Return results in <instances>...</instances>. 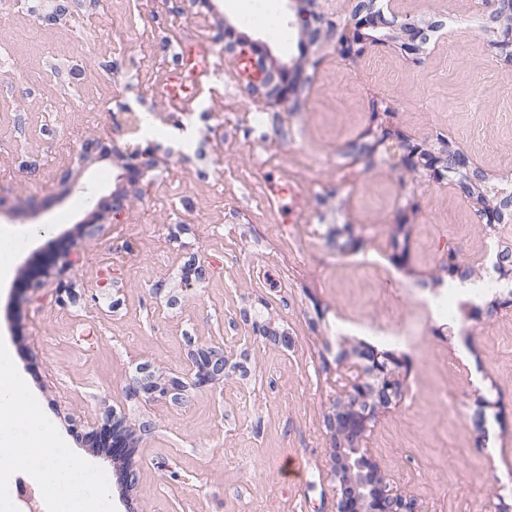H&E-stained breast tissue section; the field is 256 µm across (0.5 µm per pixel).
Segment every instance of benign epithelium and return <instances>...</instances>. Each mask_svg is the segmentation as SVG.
I'll list each match as a JSON object with an SVG mask.
<instances>
[{"label":"benign epithelium","mask_w":512,"mask_h":512,"mask_svg":"<svg viewBox=\"0 0 512 512\" xmlns=\"http://www.w3.org/2000/svg\"><path fill=\"white\" fill-rule=\"evenodd\" d=\"M382 12L374 11V2L360 6L355 14L357 33L338 40L341 54L346 58L362 56L371 38L363 33L365 27H379ZM491 46L498 50V56L512 65V27L506 26L491 41ZM252 91L263 93L266 104L278 107L288 100L290 88L286 84L272 85V79L266 75L250 84ZM376 117L380 119L379 128L383 142L391 131V118L395 107L386 103L374 106ZM126 174L135 182L157 168L159 160L151 147L135 148L127 154ZM403 162L409 166L422 163L433 167L437 161L430 156H422L420 150L413 146L407 148ZM475 215L484 224L494 227L506 223L512 216V193L501 197L497 203L476 200L473 205ZM368 364L364 373L373 378V382H358L351 386L346 397L336 401V414L327 420V427L333 437L332 477L336 481V512H415L414 503L407 500L393 486L388 475L379 463L362 447L364 435L369 423L374 418L377 406L385 407L395 398L401 396L403 379L398 372L399 362L390 353L369 350L364 353ZM224 372V352L201 350L192 358L191 367L184 376H175L163 386L151 388V392L161 399L177 400L184 380H190L201 388Z\"/></svg>","instance_id":"benign-epithelium-1"}]
</instances>
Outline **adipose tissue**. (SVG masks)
Here are the masks:
<instances>
[{
  "label": "adipose tissue",
  "mask_w": 512,
  "mask_h": 512,
  "mask_svg": "<svg viewBox=\"0 0 512 512\" xmlns=\"http://www.w3.org/2000/svg\"><path fill=\"white\" fill-rule=\"evenodd\" d=\"M29 406L10 352L0 346V443L14 448L16 465L28 470L49 495L57 498L69 488H76L66 512H109L105 484L90 469L70 468L69 448L45 421L29 413Z\"/></svg>",
  "instance_id": "ef3b65f1"
}]
</instances>
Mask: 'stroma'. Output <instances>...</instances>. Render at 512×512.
Returning a JSON list of instances; mask_svg holds the SVG:
<instances>
[{
    "label": "stroma",
    "mask_w": 512,
    "mask_h": 512,
    "mask_svg": "<svg viewBox=\"0 0 512 512\" xmlns=\"http://www.w3.org/2000/svg\"><path fill=\"white\" fill-rule=\"evenodd\" d=\"M475 2L376 0L427 38L397 29L348 60L335 27L356 0H295L285 46L241 30L230 0H71L57 19L51 0H0V227L29 235L0 287V343L35 410L105 476L111 512H336L326 418L363 352L390 350L354 324L436 289L449 243L470 280L512 253V222L479 223L459 171L403 181L400 158L372 147L373 104L387 100L411 144L466 153L489 175L486 196L512 188V65ZM200 36L219 71L229 43L257 42L255 65L289 76L297 108L227 79L167 107L156 87ZM231 102L260 109L261 124L225 121ZM131 110L164 130L137 184ZM254 151L308 172L306 223L268 209ZM201 348L224 352L223 376L148 398ZM393 353L403 392L364 445L394 485L417 512L511 507L512 296L488 295L467 335L435 317L419 351ZM107 423L130 461L92 450L89 432ZM128 164L126 174L130 181L136 182L146 176V174L157 168L159 160L156 157L155 150L150 146L146 148H135L127 154Z\"/></svg>",
    "instance_id": "obj_1"
}]
</instances>
